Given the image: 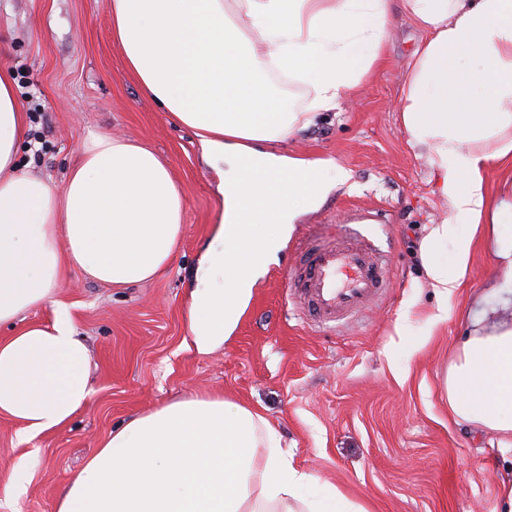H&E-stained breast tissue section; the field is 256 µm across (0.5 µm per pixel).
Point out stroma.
<instances>
[{"label":"stroma","mask_w":512,"mask_h":512,"mask_svg":"<svg viewBox=\"0 0 512 512\" xmlns=\"http://www.w3.org/2000/svg\"><path fill=\"white\" fill-rule=\"evenodd\" d=\"M108 0H0V67L7 69L30 130L21 172L62 185L90 134L132 138L168 164L185 199L184 234L152 282L113 288L71 271L57 297L89 348L94 393L64 427L22 442L0 416V477L27 462L19 494L0 490V512H56L59 496L121 422L172 401L221 395L256 408L294 465L329 482L368 512H501L512 447L456 422L443 378L465 336L512 320V274L491 242L478 241L448 316L426 322L438 301L415 249L448 207L429 180L428 156L399 121L408 59L422 34L394 6L381 67L336 111L284 143L330 158L349 181L304 215L279 261L253 290L232 336L209 354L190 338L198 258L223 209L221 172L192 131L142 90L112 41ZM389 262L391 287L336 327L309 326L285 295L301 246L342 240L353 221ZM448 224L449 237L466 232Z\"/></svg>","instance_id":"1"}]
</instances>
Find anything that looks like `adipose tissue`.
Masks as SVG:
<instances>
[{"mask_svg":"<svg viewBox=\"0 0 512 512\" xmlns=\"http://www.w3.org/2000/svg\"><path fill=\"white\" fill-rule=\"evenodd\" d=\"M427 35L402 87L400 121L425 149L453 220L418 244L426 284L447 302L465 283L476 239L512 272V0H108L112 38L150 98L224 163V209L200 256L189 330L206 354L231 336L258 281L298 219L335 183L333 161L282 145L357 93L381 62L393 2ZM299 91L291 105L273 82ZM28 123L0 72V327L54 308L0 339V415L27 442L66 425L88 402V348L56 295L70 270L115 287L157 278L184 231L185 199L160 156L138 142L90 135L62 187L20 173ZM335 178H328V171ZM451 253H444L445 243ZM457 422L512 447V324L473 332L445 377ZM56 512H367L296 468L255 409L190 397L115 428L60 496Z\"/></svg>","mask_w":512,"mask_h":512,"instance_id":"ef3b65f1","label":"adipose tissue"}]
</instances>
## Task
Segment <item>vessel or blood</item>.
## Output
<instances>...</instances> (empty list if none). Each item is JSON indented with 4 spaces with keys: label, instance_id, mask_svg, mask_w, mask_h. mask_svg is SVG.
Here are the masks:
<instances>
[{
    "label": "vessel or blood",
    "instance_id": "1",
    "mask_svg": "<svg viewBox=\"0 0 512 512\" xmlns=\"http://www.w3.org/2000/svg\"><path fill=\"white\" fill-rule=\"evenodd\" d=\"M389 272L358 233L343 243L309 242L287 277L286 295L317 325L348 320L377 301Z\"/></svg>",
    "mask_w": 512,
    "mask_h": 512
}]
</instances>
